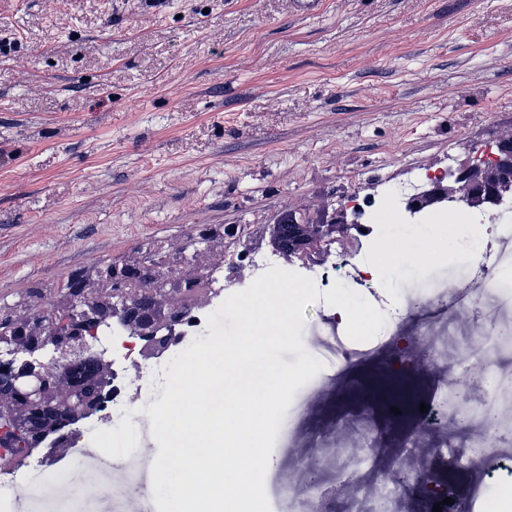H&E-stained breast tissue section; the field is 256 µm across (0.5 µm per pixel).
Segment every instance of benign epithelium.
I'll return each instance as SVG.
<instances>
[{"label":"benign epithelium","mask_w":512,"mask_h":512,"mask_svg":"<svg viewBox=\"0 0 512 512\" xmlns=\"http://www.w3.org/2000/svg\"><path fill=\"white\" fill-rule=\"evenodd\" d=\"M512 197V138L501 140L497 152L487 160H474L431 180L430 189L412 198L408 211L415 215L446 203H463L483 211ZM288 224L301 226L307 250L315 251L348 223L340 211L329 224L301 222L288 215ZM192 248L183 265V286L177 293L150 288L151 273L128 258L119 274L122 289L112 290V276L97 279L84 275L70 279L65 309L51 302L18 321L7 317L10 354L6 379L0 380V446L43 448L49 440L59 451L71 447L80 437L77 429L99 415L101 390L112 380V360L106 352L91 353L83 360V372L70 381L60 378L64 371L56 363L80 356L88 339L97 338L103 325L117 319L130 335L144 341L143 356L160 358L169 350L172 327L193 306L205 302L206 256L211 247L203 238H190L183 248Z\"/></svg>","instance_id":"obj_1"}]
</instances>
